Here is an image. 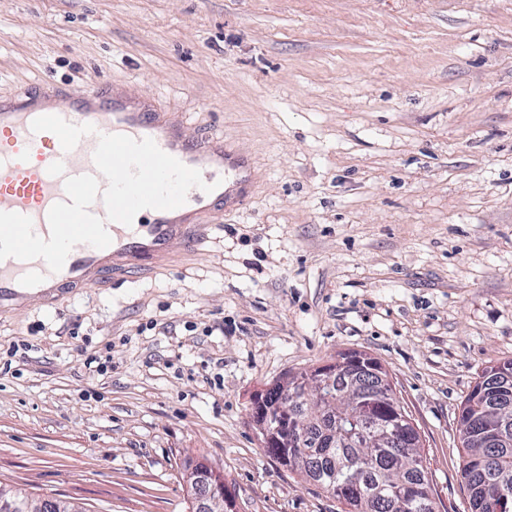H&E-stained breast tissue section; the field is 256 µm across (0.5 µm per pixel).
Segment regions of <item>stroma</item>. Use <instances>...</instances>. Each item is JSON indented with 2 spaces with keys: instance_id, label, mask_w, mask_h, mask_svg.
Masks as SVG:
<instances>
[{
  "instance_id": "1",
  "label": "stroma",
  "mask_w": 512,
  "mask_h": 512,
  "mask_svg": "<svg viewBox=\"0 0 512 512\" xmlns=\"http://www.w3.org/2000/svg\"><path fill=\"white\" fill-rule=\"evenodd\" d=\"M46 78L151 99L254 177L150 277L0 314V482L190 512L203 462L237 512H341L251 408L359 351L435 512H468L461 403L512 359V0H0V97Z\"/></svg>"
}]
</instances>
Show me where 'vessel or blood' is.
Listing matches in <instances>:
<instances>
[{"label": "vessel or blood", "instance_id": "vessel-or-blood-1", "mask_svg": "<svg viewBox=\"0 0 512 512\" xmlns=\"http://www.w3.org/2000/svg\"><path fill=\"white\" fill-rule=\"evenodd\" d=\"M0 312L67 289L126 282L196 251L214 206L253 175L223 139L188 138L168 113L112 87L0 98Z\"/></svg>", "mask_w": 512, "mask_h": 512}]
</instances>
